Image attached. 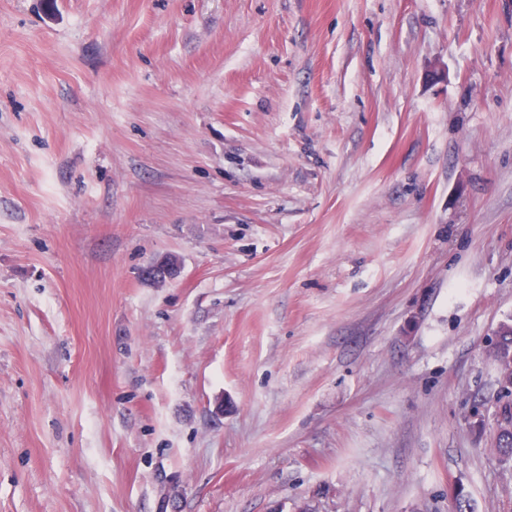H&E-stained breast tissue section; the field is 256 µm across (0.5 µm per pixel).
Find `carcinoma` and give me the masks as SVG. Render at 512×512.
Masks as SVG:
<instances>
[{
    "label": "carcinoma",
    "instance_id": "cac0c4a2",
    "mask_svg": "<svg viewBox=\"0 0 512 512\" xmlns=\"http://www.w3.org/2000/svg\"><path fill=\"white\" fill-rule=\"evenodd\" d=\"M489 351L498 365V416L497 448L498 456L512 454V323L500 324L495 340Z\"/></svg>",
    "mask_w": 512,
    "mask_h": 512
}]
</instances>
